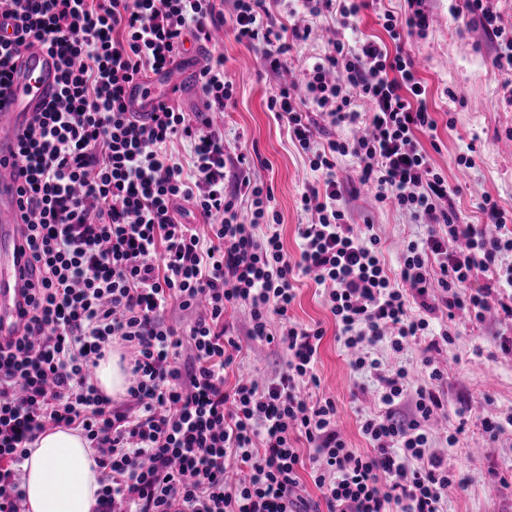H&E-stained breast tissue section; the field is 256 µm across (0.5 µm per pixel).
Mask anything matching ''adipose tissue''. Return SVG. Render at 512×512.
Masks as SVG:
<instances>
[{"instance_id":"adipose-tissue-1","label":"adipose tissue","mask_w":512,"mask_h":512,"mask_svg":"<svg viewBox=\"0 0 512 512\" xmlns=\"http://www.w3.org/2000/svg\"><path fill=\"white\" fill-rule=\"evenodd\" d=\"M95 458L78 430L46 429L23 464L27 512H95L101 489Z\"/></svg>"}]
</instances>
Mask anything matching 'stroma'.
<instances>
[{
  "instance_id": "35a3bbf8",
  "label": "stroma",
  "mask_w": 512,
  "mask_h": 512,
  "mask_svg": "<svg viewBox=\"0 0 512 512\" xmlns=\"http://www.w3.org/2000/svg\"><path fill=\"white\" fill-rule=\"evenodd\" d=\"M426 6L432 25L407 39L405 49L427 85L430 107L440 121L432 161L457 190L461 223H480L478 205L487 197L512 213V103L502 89L505 74L492 66L497 42L468 13L465 0H426ZM336 34L332 19L320 18L310 38L292 50L290 66L277 74L261 73L260 45L237 42L228 32L220 41L226 73L235 87V105L228 112L213 114V122L223 129L229 152L259 155L254 175L274 190L280 215L275 230L292 256L298 252L299 226L311 220L300 209L299 195L313 174L306 157L289 139L285 124L268 111L267 98L275 87L299 80L302 70L323 56ZM466 153L472 154L473 166L457 165V157ZM349 208L354 222L374 224L386 264L396 269L403 242L415 237L419 225L408 214L380 206L366 192L350 199ZM296 287L290 317L302 324H320L325 330L317 364L319 394L335 401L349 447L366 451L359 419L376 408L373 381L351 368L350 353L311 277L299 276ZM455 333L452 344L431 350L421 341L398 354L385 348L377 354L388 364L408 366L417 384L427 379L421 363L425 356L447 375L443 388L452 414L435 427L432 449L447 456L466 485L449 491L445 512H512V428L492 439L481 426L484 417L512 414V357L496 348L497 340L512 338V322L490 318L478 326L463 314ZM285 363L283 352L247 340L226 382L234 384L239 374L247 372L270 377ZM457 408L465 409L466 425H459L454 416Z\"/></svg>"
}]
</instances>
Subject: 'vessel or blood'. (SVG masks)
I'll return each instance as SVG.
<instances>
[{
  "label": "vessel or blood",
  "mask_w": 512,
  "mask_h": 512,
  "mask_svg": "<svg viewBox=\"0 0 512 512\" xmlns=\"http://www.w3.org/2000/svg\"><path fill=\"white\" fill-rule=\"evenodd\" d=\"M55 55L34 45L14 60L10 87L0 104V341L10 336L24 302L26 275L20 234V190L25 177L15 166L19 135L33 113L41 111L58 89ZM128 111L145 118L159 102L152 83H131L125 89Z\"/></svg>",
  "instance_id": "obj_1"
}]
</instances>
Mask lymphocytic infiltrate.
I'll list each match as a JSON object with an SVG mask.
<instances>
[{
	"label": "lymphocytic infiltrate",
	"mask_w": 512,
	"mask_h": 512,
	"mask_svg": "<svg viewBox=\"0 0 512 512\" xmlns=\"http://www.w3.org/2000/svg\"><path fill=\"white\" fill-rule=\"evenodd\" d=\"M281 2L234 0L227 13L217 0H0V19L19 27L16 39L0 37V95L25 42L50 50L60 72L20 136L30 277L21 334L0 344V512H21L20 466L50 424L80 428L96 448V512H443L449 490L464 488L430 449L432 421L448 414L443 371L424 359L429 382L415 387L373 350L399 353L432 335L452 343L459 310L478 324L490 312L512 319V265L501 263L512 227L488 198L482 223L459 222L456 193L418 139L437 122L411 58L388 41L340 37L307 69L303 94L284 86L269 97L314 175L300 194L313 219L299 227L295 257L277 232L258 234L278 221L273 190L251 177L246 154L227 153L209 118L234 105L223 55L207 54L198 71L205 114L167 101L146 121L127 110V84L175 66L186 39L206 47L229 27L237 42L262 45L263 69L277 73L312 19L352 30L362 8L302 0L307 21L288 26ZM405 2L383 14L388 40L430 26L425 0ZM178 142L188 161L173 155ZM342 157L378 202L426 227L402 251L398 279L373 225L352 224ZM189 206L202 224L183 222ZM301 273L323 286L352 368L374 381L380 409L360 420L366 452L349 448L335 402L317 393L323 329L289 316ZM172 307L192 314L186 334L168 325ZM231 307L248 310L251 339L286 351L285 370L226 388L242 350L224 319ZM116 343L129 355L122 404L89 374ZM186 343L194 358L184 368ZM309 482L319 499L306 496Z\"/></svg>",
	"instance_id": "1"
}]
</instances>
